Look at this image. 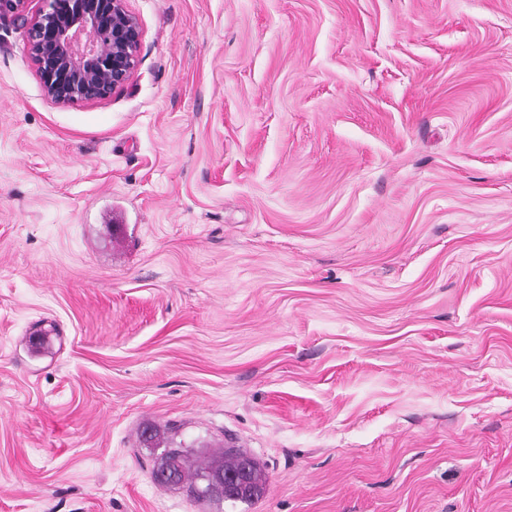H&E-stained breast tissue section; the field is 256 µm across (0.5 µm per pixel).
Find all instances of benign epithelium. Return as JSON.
<instances>
[{"label":"benign epithelium","instance_id":"obj_1","mask_svg":"<svg viewBox=\"0 0 512 512\" xmlns=\"http://www.w3.org/2000/svg\"><path fill=\"white\" fill-rule=\"evenodd\" d=\"M30 0H0V21L25 29L28 50L44 96L55 105L104 99L127 83L139 62L142 31L125 0H45L47 10L29 14ZM182 463L172 458L153 471L156 483L181 485ZM247 469L209 472L194 491L224 498L233 484L246 486Z\"/></svg>","mask_w":512,"mask_h":512}]
</instances>
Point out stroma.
<instances>
[{
  "mask_svg": "<svg viewBox=\"0 0 512 512\" xmlns=\"http://www.w3.org/2000/svg\"><path fill=\"white\" fill-rule=\"evenodd\" d=\"M125 6L65 106L0 22V512H512V0ZM181 446H169L164 448L162 458L164 457H178L172 458L161 466H157L153 471V479L156 483L167 486H180L182 484L180 476L182 473V481L185 478L190 483L191 489L198 483L199 478L206 472L215 468L222 467L224 471L209 472L201 477V486H195L194 491L211 498H219L224 501L230 502H247L252 503L258 501L263 496L264 491V475L259 464L252 460L250 472V490L243 492L236 499H224V491L228 485L233 484L242 489L246 486V473L247 469L243 468L237 474L224 476L225 474L235 472L243 457L247 455L240 452H227L219 458H213L207 462L198 463L194 465L189 458L184 454ZM182 462V463H181ZM183 464V472H182ZM238 499V500H237Z\"/></svg>",
  "mask_w": 512,
  "mask_h": 512,
  "instance_id": "stroma-1",
  "label": "stroma"
}]
</instances>
